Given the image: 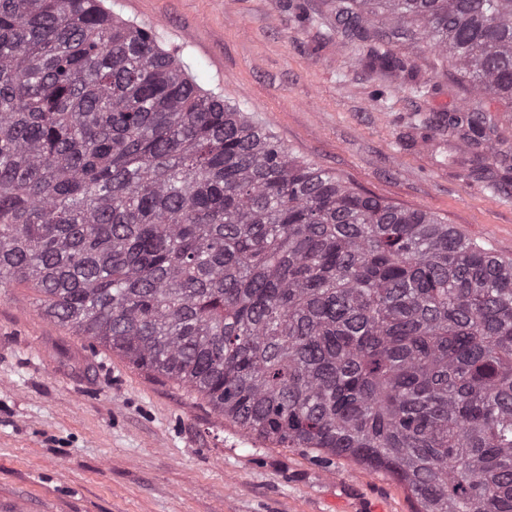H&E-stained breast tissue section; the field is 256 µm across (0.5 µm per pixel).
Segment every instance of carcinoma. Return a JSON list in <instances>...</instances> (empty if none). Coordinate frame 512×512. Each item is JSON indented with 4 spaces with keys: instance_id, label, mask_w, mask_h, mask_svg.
<instances>
[{
    "instance_id": "1",
    "label": "carcinoma",
    "mask_w": 512,
    "mask_h": 512,
    "mask_svg": "<svg viewBox=\"0 0 512 512\" xmlns=\"http://www.w3.org/2000/svg\"><path fill=\"white\" fill-rule=\"evenodd\" d=\"M360 61L445 58L490 141L512 0H336ZM286 448L391 473L416 512H512V260L303 160L104 0H0V288Z\"/></svg>"
}]
</instances>
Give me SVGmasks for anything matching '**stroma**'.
I'll return each mask as SVG.
<instances>
[{
    "instance_id": "stroma-1",
    "label": "stroma",
    "mask_w": 512,
    "mask_h": 512,
    "mask_svg": "<svg viewBox=\"0 0 512 512\" xmlns=\"http://www.w3.org/2000/svg\"><path fill=\"white\" fill-rule=\"evenodd\" d=\"M156 27L199 83L294 155L354 187L425 209L512 258V176L464 178L424 122L470 96L447 61L412 50L432 95L364 70L332 0H106ZM385 471L284 448L197 393L56 326L35 292L0 288V512H412Z\"/></svg>"
}]
</instances>
